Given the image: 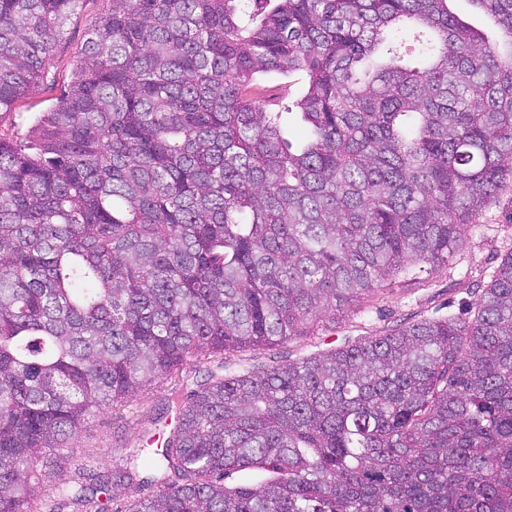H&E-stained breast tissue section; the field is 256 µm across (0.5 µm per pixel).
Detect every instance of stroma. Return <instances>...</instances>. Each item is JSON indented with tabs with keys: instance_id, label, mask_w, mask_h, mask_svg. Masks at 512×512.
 I'll use <instances>...</instances> for the list:
<instances>
[{
	"instance_id": "35a3bbf8",
	"label": "stroma",
	"mask_w": 512,
	"mask_h": 512,
	"mask_svg": "<svg viewBox=\"0 0 512 512\" xmlns=\"http://www.w3.org/2000/svg\"><path fill=\"white\" fill-rule=\"evenodd\" d=\"M108 0H79L64 23L43 84L33 89L12 112L0 117V131L25 137L35 120L49 111L66 90L89 29L107 11ZM512 253V177L491 197L465 243L438 267L422 266L385 281L373 295L336 318L320 324L314 335L300 336L273 349H249L225 355L197 370L183 371L184 385L195 388L209 373L267 368L283 359L299 360L385 335L397 325L423 319L462 317L472 311L490 284L502 259ZM166 393L150 386L126 410L95 414L75 436L73 457L65 473L40 470L45 496H52L60 478L76 479L79 468L112 471L144 446L155 431L153 420L165 406Z\"/></svg>"
}]
</instances>
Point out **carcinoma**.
<instances>
[{"label":"carcinoma","instance_id":"obj_1","mask_svg":"<svg viewBox=\"0 0 512 512\" xmlns=\"http://www.w3.org/2000/svg\"><path fill=\"white\" fill-rule=\"evenodd\" d=\"M78 0H0V117ZM68 91L0 134V512L91 416L198 355L308 336L462 246L512 176V0H108ZM305 76L301 138L255 90ZM150 475L57 509L512 512V254L471 318L173 388ZM251 471L229 487L225 476Z\"/></svg>","mask_w":512,"mask_h":512}]
</instances>
